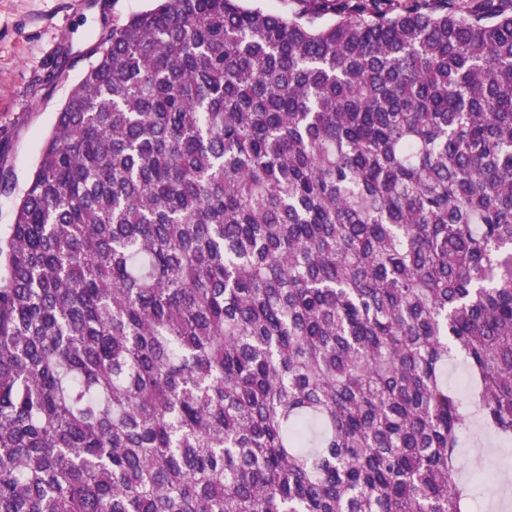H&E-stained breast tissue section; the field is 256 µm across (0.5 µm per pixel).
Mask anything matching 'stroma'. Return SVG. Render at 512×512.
<instances>
[{"label": "stroma", "instance_id": "stroma-1", "mask_svg": "<svg viewBox=\"0 0 512 512\" xmlns=\"http://www.w3.org/2000/svg\"><path fill=\"white\" fill-rule=\"evenodd\" d=\"M151 0H0V234L34 170L88 53L113 19L148 8ZM480 459L484 502L498 500L512 474V445L480 435L460 450Z\"/></svg>", "mask_w": 512, "mask_h": 512}]
</instances>
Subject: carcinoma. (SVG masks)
I'll return each mask as SVG.
<instances>
[{"label":"carcinoma","instance_id":"obj_1","mask_svg":"<svg viewBox=\"0 0 512 512\" xmlns=\"http://www.w3.org/2000/svg\"><path fill=\"white\" fill-rule=\"evenodd\" d=\"M290 2L99 34L0 235V512H471L512 443V0ZM476 447L490 448L492 450L485 454H479L474 451ZM475 457H480L482 462L480 484L483 493V504L497 501L503 496L506 484L508 483L510 494L507 499L511 507L507 510H494V512H512V445L503 444L481 432L479 439L474 444L460 448V461L466 460L468 469L471 459L473 460ZM469 473L470 469L463 470L464 476L462 477H467ZM508 473H510V481L498 480L500 475Z\"/></svg>","mask_w":512,"mask_h":512}]
</instances>
